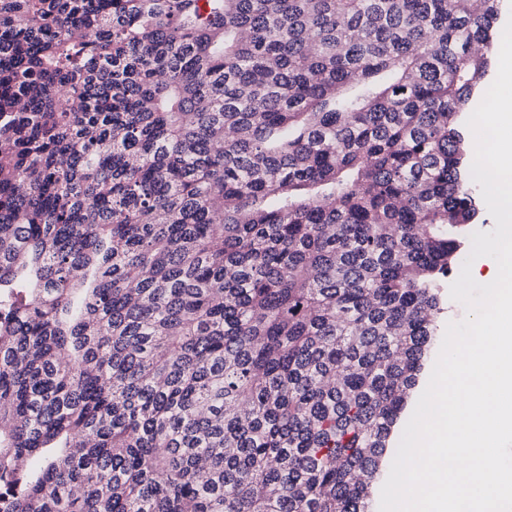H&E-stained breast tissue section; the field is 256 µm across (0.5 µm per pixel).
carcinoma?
Here are the masks:
<instances>
[{
    "instance_id": "carcinoma-1",
    "label": "carcinoma",
    "mask_w": 512,
    "mask_h": 512,
    "mask_svg": "<svg viewBox=\"0 0 512 512\" xmlns=\"http://www.w3.org/2000/svg\"><path fill=\"white\" fill-rule=\"evenodd\" d=\"M498 2L0 0V512H368Z\"/></svg>"
}]
</instances>
